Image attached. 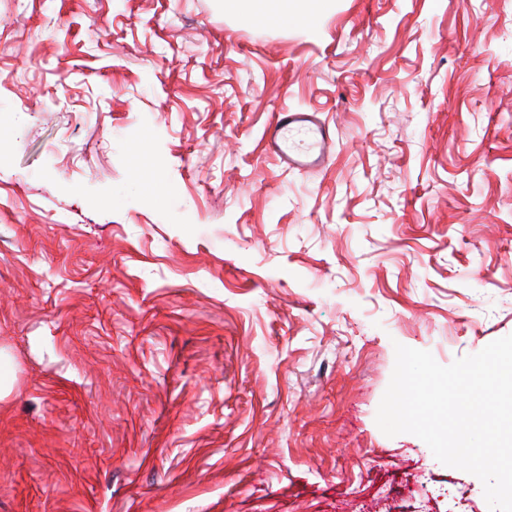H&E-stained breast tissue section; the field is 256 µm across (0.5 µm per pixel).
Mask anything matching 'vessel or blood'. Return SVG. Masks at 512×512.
Here are the masks:
<instances>
[{"mask_svg": "<svg viewBox=\"0 0 512 512\" xmlns=\"http://www.w3.org/2000/svg\"><path fill=\"white\" fill-rule=\"evenodd\" d=\"M266 139L269 150L293 168L317 169L333 158L334 142L328 125L307 110L277 112Z\"/></svg>", "mask_w": 512, "mask_h": 512, "instance_id": "obj_1", "label": "vessel or blood"}]
</instances>
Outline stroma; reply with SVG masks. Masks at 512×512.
<instances>
[{
	"mask_svg": "<svg viewBox=\"0 0 512 512\" xmlns=\"http://www.w3.org/2000/svg\"><path fill=\"white\" fill-rule=\"evenodd\" d=\"M507 335L512 0H0V512H487L376 413ZM239 16L248 22L272 24H308L318 21L316 13L294 7L298 1L292 0H232ZM266 139L269 150L292 168L317 169L333 158L334 142L329 126L316 112L288 108L277 112Z\"/></svg>",
	"mask_w": 512,
	"mask_h": 512,
	"instance_id": "35a3bbf8",
	"label": "stroma"
}]
</instances>
